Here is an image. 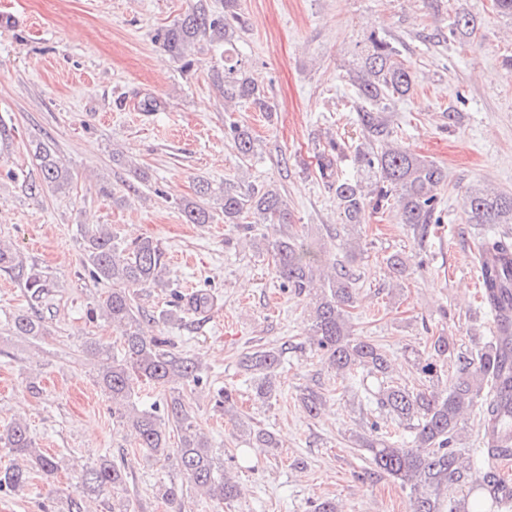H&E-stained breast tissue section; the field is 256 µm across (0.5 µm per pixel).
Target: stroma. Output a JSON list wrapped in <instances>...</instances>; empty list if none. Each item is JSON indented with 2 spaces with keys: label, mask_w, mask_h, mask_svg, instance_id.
<instances>
[{
  "label": "stroma",
  "mask_w": 512,
  "mask_h": 512,
  "mask_svg": "<svg viewBox=\"0 0 512 512\" xmlns=\"http://www.w3.org/2000/svg\"><path fill=\"white\" fill-rule=\"evenodd\" d=\"M200 2L224 9V0H0V118L12 128L9 145L0 146V241L50 284L33 301L22 278L0 271V431L26 420L38 447L58 461L54 476L38 473L29 488L0 493V512H112L120 504L171 512L158 494L171 483L183 489L184 512H313L326 498L337 512H413L410 490L375 473L367 452L350 443L375 421L401 443H411L412 433L378 407L373 378L341 379L314 353L307 299L280 288L275 275L270 245L278 227L225 223L224 196L279 188L289 232L340 253L341 218L317 156L328 142L346 143L338 172L356 176L352 149L364 141V103L349 71L370 32L395 39L416 85L385 118L392 141L447 171L442 222L420 247L396 210L366 211L349 321L383 348L395 381L421 388L411 351L428 353L436 337L449 336L468 353L494 334L475 259L481 240L463 197L471 187L512 193V69L505 65L512 18L497 14L491 0H238L233 57L274 102L269 115L225 102L213 71L223 45L202 37L176 59L156 40L157 30ZM460 7L479 24L470 37L452 38ZM147 98L156 111L143 110ZM232 121L252 136L249 157L224 136ZM38 140L53 143L68 168L66 189L30 194ZM201 181L213 188L203 204L214 219L190 224L179 204L195 199ZM98 224L110 225L121 243L149 237L161 248L167 284L138 291L148 315L141 328L198 357L204 380L139 383L134 400L147 407L165 404L171 392L183 395L238 483L230 502L201 497L175 459L149 456L112 414L86 352L89 343L115 346L121 336L110 321L87 317L112 289L85 266L81 230ZM396 252L409 259L398 287L384 263ZM201 292L212 296L211 308L188 309ZM175 308L178 320H158L159 311ZM21 309L41 317L48 335H14L11 317ZM262 347L285 350L268 399L240 365ZM222 388L233 394V414L214 407ZM309 388L325 400L315 416L300 402ZM247 425L270 431L276 447L235 458ZM104 454L124 465L125 489L79 493L82 469Z\"/></svg>",
  "instance_id": "1"
}]
</instances>
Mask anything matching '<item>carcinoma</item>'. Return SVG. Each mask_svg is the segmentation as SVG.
<instances>
[{
	"label": "carcinoma",
	"instance_id": "1",
	"mask_svg": "<svg viewBox=\"0 0 512 512\" xmlns=\"http://www.w3.org/2000/svg\"><path fill=\"white\" fill-rule=\"evenodd\" d=\"M237 0H224V12L216 13L201 5L183 19L157 33L165 51L173 57L184 56L188 45L200 37L229 43L234 38L233 22ZM477 26V18L465 8L455 14L449 34L466 38ZM399 49L391 40L376 31L370 32L358 55L357 68L350 80L359 97L378 106L403 99L414 88V73L399 59ZM216 81L224 88V98L243 99L260 112H273L265 92L256 87L238 63L224 56V70L216 72ZM363 126L372 138L356 147L354 160L365 174L368 184L343 177L335 169L329 151L318 155V172L330 181L336 206L342 215L345 234H352L362 223L366 208L398 209L403 223L413 231L418 242L430 236L431 228L442 223L439 205L440 190L448 180L438 164L423 159L408 149L384 143L375 144L373 137L389 136L384 118L374 110H366ZM238 153L248 157L253 152L249 131L232 121L224 128ZM34 156L38 161L40 181L28 185L30 193L38 195L46 188L61 190L70 182L69 171L60 164L53 144L37 141ZM467 222L482 227L512 224V195L493 190L471 189L463 199ZM182 212L191 224H209L212 213L196 201L182 204ZM224 223L238 224L244 214H251L261 224L288 223L284 196L270 188L250 198L224 195ZM343 260L332 262L327 281L314 292L315 273L324 262V255L307 240L284 233L271 243L274 270L280 287L291 288L309 298L312 312L310 345L336 374L346 379L359 370L380 380L375 392L377 404L400 426L414 433V446L406 448L378 433V425L369 431L352 435L353 444L369 453L374 469L408 487L415 495V512H500L503 495L500 481L488 470L454 447L462 429L464 413L481 403L483 419L499 418L501 425L512 428V396L502 398L501 386L512 391V356L503 352L494 336L475 353L456 352L453 340L438 336L432 353L425 357L412 352L410 361L417 372L430 382V387L411 390L389 381L390 365L385 351L370 339L355 337L350 331L349 308L356 302L352 264L358 257L349 242L341 244ZM84 255L96 279L112 282V291L90 312L106 318L121 329L120 349L90 344L89 355L101 363L99 384L112 398V410L122 418L131 419L139 437V447L156 458L175 453L176 464L192 481L195 488L212 500L229 501L237 496V484L219 465L206 438L198 432L192 416L178 394L166 401L167 413L157 414V407L139 408L132 401L133 382L142 380L164 387L180 380L195 385L202 381V364L196 357L183 356L170 349L166 336H146L140 331L144 317L135 305V289L162 284V252L156 241L143 238L123 246L108 226L102 224L84 231ZM23 265L18 255L0 246V271L14 272ZM391 279L399 281L408 272V259L401 253L386 258ZM24 288L33 298L49 288L47 279L30 272ZM12 331L19 336H46L47 326L41 318L18 313L11 319ZM283 351L275 348L257 350L242 360V367L254 375L256 392L262 398L275 393L272 376L282 361ZM455 358V371L443 389L435 387L442 378L444 361ZM175 427L178 446L169 448L170 427ZM248 444L255 448H275L272 435L263 430L249 429ZM0 446L24 460L26 465L13 464L0 468V492L22 490L30 484L32 473L46 476L58 470L56 458L35 447L27 423L14 420L0 434ZM125 468L109 456H100L94 465L83 468L79 478L81 493L99 495L109 489L126 486Z\"/></svg>",
	"mask_w": 512,
	"mask_h": 512
}]
</instances>
